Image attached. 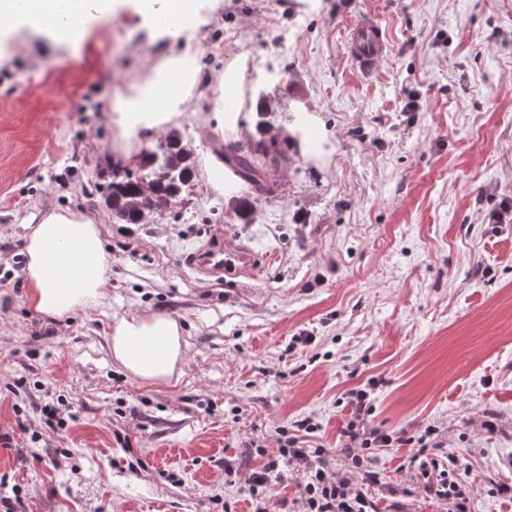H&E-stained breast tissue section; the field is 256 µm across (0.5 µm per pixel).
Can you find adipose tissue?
Listing matches in <instances>:
<instances>
[{
    "label": "adipose tissue",
    "mask_w": 512,
    "mask_h": 512,
    "mask_svg": "<svg viewBox=\"0 0 512 512\" xmlns=\"http://www.w3.org/2000/svg\"><path fill=\"white\" fill-rule=\"evenodd\" d=\"M125 0H0V34L27 31L56 44L76 46L92 24L111 19ZM137 11L171 47L143 73L125 78L111 101L112 127L121 152L146 133H158L188 116L187 104L200 86L194 52L178 48L181 37L208 22L202 0H132ZM244 56L231 60L218 77L215 107L206 124L215 138L247 133L241 121ZM24 272L30 305L54 318L100 303L110 286L109 258L97 218L52 210L31 220L25 240ZM114 359L147 384L182 374L183 326L177 318L148 309L114 320L109 339Z\"/></svg>",
    "instance_id": "1"
}]
</instances>
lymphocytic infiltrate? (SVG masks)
Instances as JSON below:
<instances>
[{
  "label": "lymphocytic infiltrate",
  "mask_w": 512,
  "mask_h": 512,
  "mask_svg": "<svg viewBox=\"0 0 512 512\" xmlns=\"http://www.w3.org/2000/svg\"><path fill=\"white\" fill-rule=\"evenodd\" d=\"M346 405L350 418L342 431L340 452L347 462V475L330 471L324 449L304 448L299 446L297 439H288L286 447L280 448L278 454L263 455L261 466L252 470L247 478L255 497L254 512H269L266 490L272 479L290 470L301 473L305 479L298 500L300 512H378L369 493L370 485L377 481L369 451L391 447L394 437L371 425L370 391L364 388L351 390ZM417 443L419 449L410 462L423 477L427 495L448 501L454 512H466L468 469L459 464L441 469L438 459L429 451L427 435H420Z\"/></svg>",
  "instance_id": "lymphocytic-infiltrate-1"
}]
</instances>
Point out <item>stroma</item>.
<instances>
[{
	"label": "stroma",
	"mask_w": 512,
	"mask_h": 512,
	"mask_svg": "<svg viewBox=\"0 0 512 512\" xmlns=\"http://www.w3.org/2000/svg\"><path fill=\"white\" fill-rule=\"evenodd\" d=\"M190 41L204 76L244 56L242 113L310 112L327 136L289 152L248 221L197 171L155 224H117L97 190L112 158L111 98L157 56L125 7L79 48L26 36L0 56V483L21 512H253L252 444L281 434L333 469L349 390L374 385L379 512H448L427 498L409 437L435 428L440 465L472 483L466 512H512V0H213ZM379 21L369 73L344 32ZM193 98L180 125L212 152ZM56 209L101 221L111 289L57 319L33 310L25 224ZM256 255L252 273L204 277L190 253L216 232ZM178 317L179 380L143 384L114 361L113 318ZM308 419L314 432L296 427ZM243 475L229 480L225 462Z\"/></svg>",
	"instance_id": "obj_1"
}]
</instances>
